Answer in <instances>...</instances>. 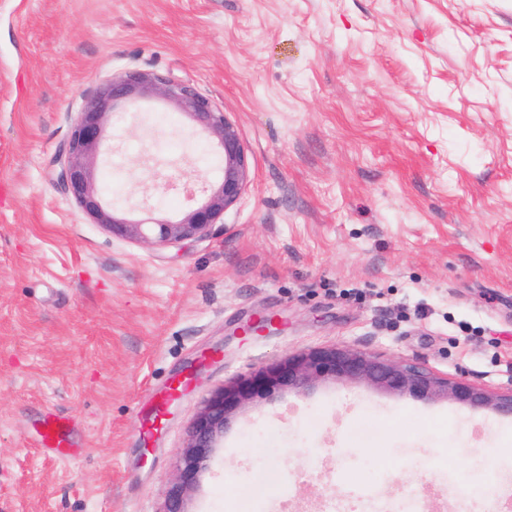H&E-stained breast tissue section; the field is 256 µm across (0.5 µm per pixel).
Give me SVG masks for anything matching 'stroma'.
Wrapping results in <instances>:
<instances>
[{
	"label": "stroma",
	"instance_id": "1",
	"mask_svg": "<svg viewBox=\"0 0 512 512\" xmlns=\"http://www.w3.org/2000/svg\"><path fill=\"white\" fill-rule=\"evenodd\" d=\"M134 69L237 126L251 179L205 237L112 236L54 181L78 112ZM111 131L116 205L182 212L149 150L221 174L173 109ZM333 346L512 390V0H0V512H164L214 391ZM52 409L82 456L38 448ZM358 486L502 512L512 416L322 381L242 408L184 508L368 512ZM182 390V381H173L161 395L160 400L156 406L155 415L152 423L144 422L142 424V430L146 434H151L153 430L159 428L164 420L166 407L168 403L174 400L180 394Z\"/></svg>",
	"mask_w": 512,
	"mask_h": 512
}]
</instances>
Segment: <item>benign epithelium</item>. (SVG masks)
I'll use <instances>...</instances> for the list:
<instances>
[{"instance_id": "obj_1", "label": "benign epithelium", "mask_w": 512, "mask_h": 512, "mask_svg": "<svg viewBox=\"0 0 512 512\" xmlns=\"http://www.w3.org/2000/svg\"><path fill=\"white\" fill-rule=\"evenodd\" d=\"M156 103L186 116L192 131L205 137L220 153L223 172L216 181H177L170 171L178 169L179 164L155 161L152 168L157 187L185 191L187 207L175 218H128L103 198L94 185L93 170L112 152V117L128 114L131 107ZM56 165L61 189L94 223L105 226L116 237L157 247L207 235L238 202L250 174L244 144L222 108L189 83L142 70L115 74L98 86L88 105L78 113ZM326 380L366 382L379 390L420 400L449 398L473 409L491 407L512 415V391L491 396L465 379L442 378L413 365L354 349L331 347L300 352L237 379L204 401L193 422L189 443L180 455L164 512H186L185 494L210 469L218 441L244 405Z\"/></svg>"}]
</instances>
